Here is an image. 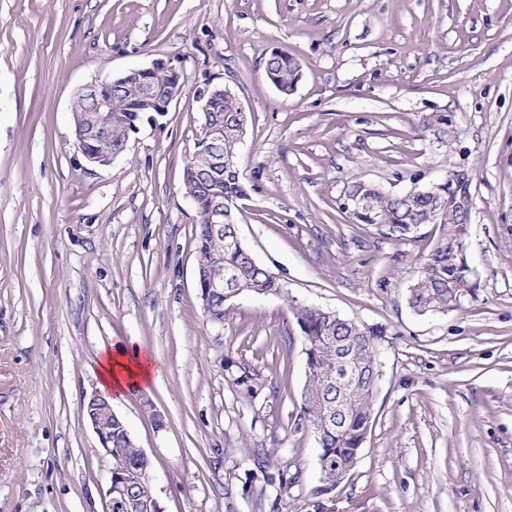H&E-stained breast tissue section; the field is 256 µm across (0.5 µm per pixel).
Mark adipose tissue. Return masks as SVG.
<instances>
[{
  "label": "adipose tissue",
  "instance_id": "obj_1",
  "mask_svg": "<svg viewBox=\"0 0 512 512\" xmlns=\"http://www.w3.org/2000/svg\"><path fill=\"white\" fill-rule=\"evenodd\" d=\"M162 373L161 365L145 346L105 349L98 361L97 387L106 399L112 401L149 388L160 380Z\"/></svg>",
  "mask_w": 512,
  "mask_h": 512
}]
</instances>
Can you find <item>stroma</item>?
<instances>
[{
  "label": "stroma",
  "instance_id": "35a3bbf8",
  "mask_svg": "<svg viewBox=\"0 0 512 512\" xmlns=\"http://www.w3.org/2000/svg\"><path fill=\"white\" fill-rule=\"evenodd\" d=\"M282 50L290 95L267 80ZM162 59L185 93L141 114L126 152L85 162L80 88ZM250 112L238 232L289 300L384 327L361 458L316 496L300 420L305 355L289 300L239 296L207 320L183 175L205 84ZM452 116L456 137L420 132ZM472 175L477 289L416 315L412 241L344 210ZM164 367L113 403L164 512H512V0H0V512H103L110 459L81 412L100 350ZM275 52L288 54L284 51L276 50ZM300 68V64L298 60L292 55H280L276 53H271L265 64V72L279 74L282 78V84L284 87H288V76H291L293 72L297 71ZM271 76V84L279 91H283L284 88L278 78L272 74Z\"/></svg>",
  "mask_w": 512,
  "mask_h": 512
}]
</instances>
